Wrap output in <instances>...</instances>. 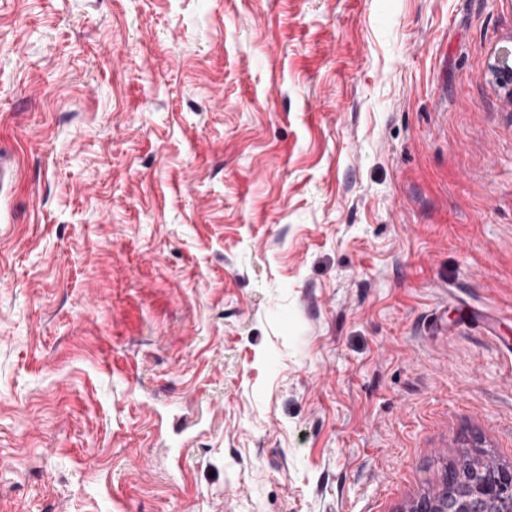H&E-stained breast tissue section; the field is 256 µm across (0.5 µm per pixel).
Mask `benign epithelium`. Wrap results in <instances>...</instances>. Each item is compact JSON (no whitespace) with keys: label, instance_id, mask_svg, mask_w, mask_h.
<instances>
[{"label":"benign epithelium","instance_id":"benign-epithelium-1","mask_svg":"<svg viewBox=\"0 0 512 512\" xmlns=\"http://www.w3.org/2000/svg\"><path fill=\"white\" fill-rule=\"evenodd\" d=\"M489 74L512 93V45L492 54ZM410 512H512V469L489 468L468 481L463 491L422 499Z\"/></svg>","mask_w":512,"mask_h":512}]
</instances>
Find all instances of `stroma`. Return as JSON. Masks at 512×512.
<instances>
[{
	"label": "stroma",
	"instance_id": "stroma-1",
	"mask_svg": "<svg viewBox=\"0 0 512 512\" xmlns=\"http://www.w3.org/2000/svg\"><path fill=\"white\" fill-rule=\"evenodd\" d=\"M512 0H0V512H408L512 466ZM489 74L512 95V45L498 48L489 61Z\"/></svg>",
	"mask_w": 512,
	"mask_h": 512
}]
</instances>
